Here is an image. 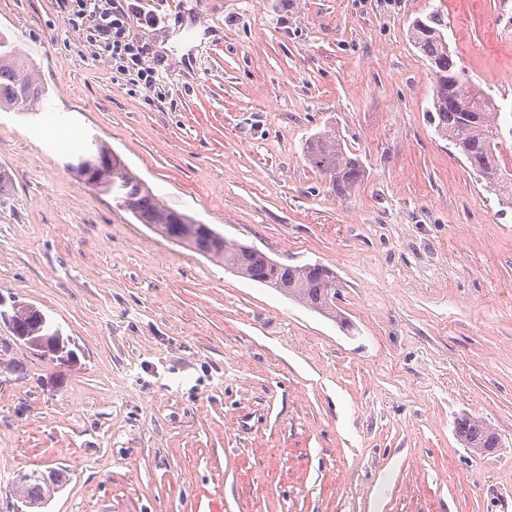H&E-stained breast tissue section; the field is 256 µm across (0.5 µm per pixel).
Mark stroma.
I'll list each match as a JSON object with an SVG mask.
<instances>
[{"instance_id":"35a3bbf8","label":"stroma","mask_w":512,"mask_h":512,"mask_svg":"<svg viewBox=\"0 0 512 512\" xmlns=\"http://www.w3.org/2000/svg\"><path fill=\"white\" fill-rule=\"evenodd\" d=\"M69 4L0 0L48 88L0 110V293L76 353L0 328V512L53 468L38 512H512V208L430 123L410 38L441 10L512 113V0H134L124 74ZM328 126L366 170L346 200L304 156ZM94 136L169 208L333 269L350 328L139 224L69 169ZM457 435L465 447L474 452L485 453L489 448H496V434L490 429L485 421L463 416L457 421ZM65 482L66 474L64 471H53L51 473V480L49 483L39 477L32 476L24 484H22L20 480L19 486L16 487V491L21 489L24 494L32 499H45L47 494L50 492V489H53L54 486H62Z\"/></svg>"}]
</instances>
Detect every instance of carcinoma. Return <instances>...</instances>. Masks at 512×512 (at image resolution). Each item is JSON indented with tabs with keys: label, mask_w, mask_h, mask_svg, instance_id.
<instances>
[{
	"label": "carcinoma",
	"mask_w": 512,
	"mask_h": 512,
	"mask_svg": "<svg viewBox=\"0 0 512 512\" xmlns=\"http://www.w3.org/2000/svg\"><path fill=\"white\" fill-rule=\"evenodd\" d=\"M447 29L448 21L439 11L415 20L411 28L412 42L430 63L434 78L430 120L436 124L438 133L448 138L465 157L499 203L512 206V169L500 162L501 149L507 139H512V127L503 130L501 112L493 97L476 87L465 68L458 65L445 36ZM45 94V86L37 82L16 48L1 33L0 109L37 112ZM306 159L324 175L332 192L341 199L351 197L364 179L362 162L346 152L334 127L308 141ZM120 166L124 171L118 178L102 170L96 190L112 196L120 207L132 204L131 214L139 223L250 280L279 289L314 311L339 319L343 327H351L336 311L338 284L332 269L319 263L282 264L255 248L227 240L185 214L178 218L175 210L161 204L151 188L128 170L125 163ZM43 317L45 314L33 306L19 309L15 334L30 340L42 336ZM457 435L465 447L479 453L495 447L497 439L485 421L470 416L457 421ZM65 482V472L54 471L50 482L32 477L19 484V489L32 499H44L50 489Z\"/></svg>",
	"instance_id": "cac0c4a2"
}]
</instances>
